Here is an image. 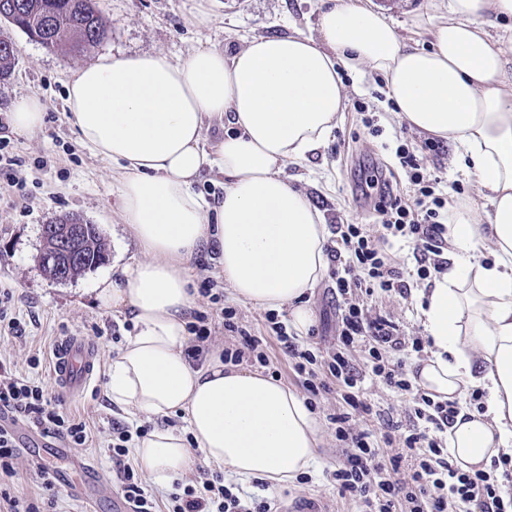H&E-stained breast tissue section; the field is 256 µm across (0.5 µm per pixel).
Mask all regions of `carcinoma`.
Wrapping results in <instances>:
<instances>
[{
	"label": "carcinoma",
	"instance_id": "1",
	"mask_svg": "<svg viewBox=\"0 0 512 512\" xmlns=\"http://www.w3.org/2000/svg\"><path fill=\"white\" fill-rule=\"evenodd\" d=\"M0 22L16 27L47 49L65 47L83 53L107 35L96 0H0ZM14 42L0 35V79L14 61ZM84 260L73 272L78 276L106 262L107 250L96 225L87 226Z\"/></svg>",
	"mask_w": 512,
	"mask_h": 512
}]
</instances>
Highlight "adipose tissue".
Listing matches in <instances>:
<instances>
[{
  "mask_svg": "<svg viewBox=\"0 0 512 512\" xmlns=\"http://www.w3.org/2000/svg\"><path fill=\"white\" fill-rule=\"evenodd\" d=\"M322 2L314 37L259 36L182 61L112 57L67 83L81 142L120 169L122 222L143 255L102 277L95 299L134 325L108 367L107 397L128 420L154 421L133 459L157 487L203 460L279 488L319 458L321 426L294 389L216 352L189 361V270L215 255L237 301L287 310L297 336L309 334L328 229L288 167L329 140L344 68L383 75L401 120L449 142L490 206L484 226L467 208L452 214L448 268L420 307L432 347L415 380L442 400L483 392V409L461 408L448 429L461 469L512 457V40L488 32L512 19V0H448L428 49L407 45L381 11ZM215 126L222 134L212 141ZM213 173L224 185L210 203L195 186ZM481 247L488 257L477 256Z\"/></svg>",
  "mask_w": 512,
  "mask_h": 512,
  "instance_id": "ef3b65f1",
  "label": "adipose tissue"
}]
</instances>
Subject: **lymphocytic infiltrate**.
Returning a JSON list of instances; mask_svg holds the SVG:
<instances>
[{
  "instance_id": "lymphocytic-infiltrate-1",
  "label": "lymphocytic infiltrate",
  "mask_w": 512,
  "mask_h": 512,
  "mask_svg": "<svg viewBox=\"0 0 512 512\" xmlns=\"http://www.w3.org/2000/svg\"><path fill=\"white\" fill-rule=\"evenodd\" d=\"M395 158L414 188L412 198L383 189L375 230L360 224L335 225L341 246L332 250L335 264L331 294L339 312L336 341L331 348L302 343L289 334L277 314L267 313L268 336H256L237 323V311L222 310L224 327L237 334L225 347L224 361L232 365L270 363L269 341H276L293 370L306 378L305 390L317 398L329 384L342 390L348 408L329 415L342 458L330 477L338 495L355 501L358 512H512V457H501L490 471L466 472L447 448L448 427L459 411L455 401H436L406 373V359L423 355L426 341L402 335L388 316L374 313L366 302L374 292L409 297L431 273L448 267V201L436 195L415 150L399 145ZM412 244L415 266L401 273L389 252L391 240ZM361 348L362 360L350 358ZM386 387L406 403L407 424L388 423L380 432L365 428L377 415L374 401L364 391L366 382ZM62 399L41 384L19 377L10 362L0 358V411L12 414L45 435L81 448L89 439L85 421L63 412ZM171 512H273V502L259 494H242L225 484L219 473L201 471L182 493L170 496Z\"/></svg>"
}]
</instances>
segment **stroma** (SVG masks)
I'll return each instance as SVG.
<instances>
[{
  "label": "stroma",
  "instance_id": "stroma-1",
  "mask_svg": "<svg viewBox=\"0 0 512 512\" xmlns=\"http://www.w3.org/2000/svg\"><path fill=\"white\" fill-rule=\"evenodd\" d=\"M96 2L110 35L77 56L48 50L23 31L9 30L16 48L15 63L9 76L0 80V117L7 116L16 98L32 96L44 106L45 125L34 136L12 130L6 134V155L21 160L22 165L12 170L0 168V287L13 291L8 314L20 321L21 330L16 333L7 323H0V357L10 360L17 374L52 391L56 385L51 364L57 343L76 335L95 346L96 380L83 395L64 397L62 408L84 420L90 430L89 442L79 449V456L95 459L103 478L114 486L119 464L113 461L107 444L113 423H124L125 418L106 398L107 367L133 325L124 316L100 309L95 302L94 287L108 272L107 264L62 282L43 273L37 262L43 247L41 226L49 218L74 215L98 226L110 260L133 263L141 254L121 226L116 167L80 143L66 106L65 82L70 73L104 58L159 52L176 61L204 46H238L257 36L297 31L313 36L321 0H212L213 22L205 28L190 21L197 0ZM358 2L383 11L409 44L427 48L431 45L427 20L446 15L448 0ZM343 79V109L327 145L308 161L289 166L288 173L322 212L326 224L371 226L380 220L373 203L357 199L351 192L360 163L375 161L386 166L394 189L406 191V176L394 163L389 147L400 138L420 142L421 135L399 120L382 76L367 71L347 73ZM366 113L375 115L380 135H373L364 125L362 116ZM451 158L452 149L443 142L436 150L424 153L423 164L441 178L442 192L462 200L476 222L485 223V201L479 185ZM331 284V278H324L311 298L316 314L314 339L326 347L333 344L336 335V305L327 293ZM420 294L416 288L405 299L376 295L371 304L390 316L406 335L420 336L424 333L418 310ZM35 356L40 364L34 368L30 360ZM340 458L341 447L334 432L324 429L319 464L309 471L307 482L269 487L265 494L275 498L279 512H287L293 502L302 499L327 505L329 512H355V503L340 497L329 480L328 473ZM8 489L38 498L43 512H114L108 497L88 504L62 485L43 490L37 467L24 457Z\"/></svg>",
  "mask_w": 512,
  "mask_h": 512
}]
</instances>
